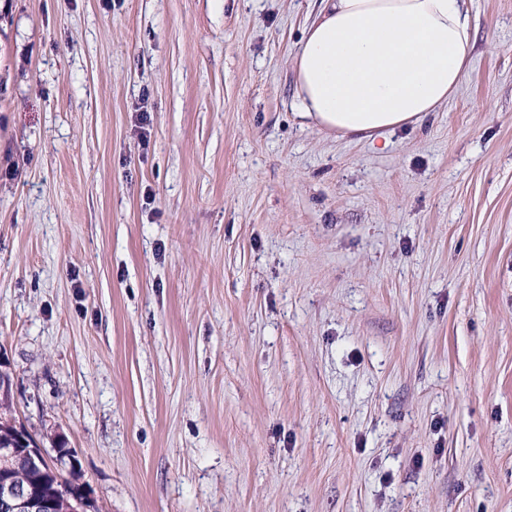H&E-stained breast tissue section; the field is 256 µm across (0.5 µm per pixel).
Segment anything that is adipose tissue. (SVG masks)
Instances as JSON below:
<instances>
[{
  "label": "adipose tissue",
  "instance_id": "adipose-tissue-1",
  "mask_svg": "<svg viewBox=\"0 0 512 512\" xmlns=\"http://www.w3.org/2000/svg\"><path fill=\"white\" fill-rule=\"evenodd\" d=\"M472 48L463 0H322L295 57L300 115L367 138L421 123Z\"/></svg>",
  "mask_w": 512,
  "mask_h": 512
}]
</instances>
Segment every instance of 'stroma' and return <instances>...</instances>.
I'll list each match as a JSON object with an SVG mask.
<instances>
[{
    "mask_svg": "<svg viewBox=\"0 0 512 512\" xmlns=\"http://www.w3.org/2000/svg\"><path fill=\"white\" fill-rule=\"evenodd\" d=\"M377 138L321 0H0V352L101 512H512V0Z\"/></svg>",
    "mask_w": 512,
    "mask_h": 512,
    "instance_id": "stroma-1",
    "label": "stroma"
}]
</instances>
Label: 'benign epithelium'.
Masks as SVG:
<instances>
[{"label": "benign epithelium", "mask_w": 512, "mask_h": 512, "mask_svg": "<svg viewBox=\"0 0 512 512\" xmlns=\"http://www.w3.org/2000/svg\"><path fill=\"white\" fill-rule=\"evenodd\" d=\"M0 455L19 456L28 469H36L46 460L41 448L28 430L16 438H0ZM94 505L83 486H78L73 501L43 498L21 475L9 474L0 478V512H92Z\"/></svg>", "instance_id": "obj_1"}]
</instances>
